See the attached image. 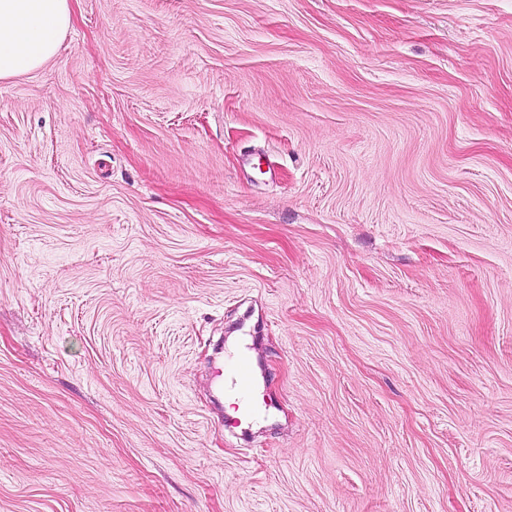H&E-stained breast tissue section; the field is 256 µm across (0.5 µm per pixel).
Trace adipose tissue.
<instances>
[{
  "instance_id": "1",
  "label": "adipose tissue",
  "mask_w": 512,
  "mask_h": 512,
  "mask_svg": "<svg viewBox=\"0 0 512 512\" xmlns=\"http://www.w3.org/2000/svg\"><path fill=\"white\" fill-rule=\"evenodd\" d=\"M70 25L69 0H0V80L50 61Z\"/></svg>"
}]
</instances>
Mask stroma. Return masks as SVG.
Returning <instances> with one entry per match:
<instances>
[{
    "instance_id": "stroma-1",
    "label": "stroma",
    "mask_w": 512,
    "mask_h": 512,
    "mask_svg": "<svg viewBox=\"0 0 512 512\" xmlns=\"http://www.w3.org/2000/svg\"><path fill=\"white\" fill-rule=\"evenodd\" d=\"M70 6L0 81V512H512V0ZM220 388L224 391L227 388L236 392L242 403V415L254 416L258 413L250 399V392L253 387L252 360L248 351L240 349L224 361L216 375Z\"/></svg>"
}]
</instances>
